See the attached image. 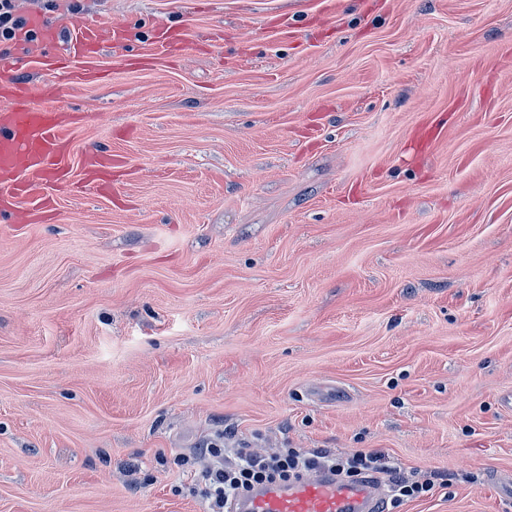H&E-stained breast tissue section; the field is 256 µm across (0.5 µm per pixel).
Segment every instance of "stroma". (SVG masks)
<instances>
[{
  "label": "stroma",
  "instance_id": "stroma-1",
  "mask_svg": "<svg viewBox=\"0 0 512 512\" xmlns=\"http://www.w3.org/2000/svg\"><path fill=\"white\" fill-rule=\"evenodd\" d=\"M80 11H73V3ZM127 31L63 163L112 195L0 223V512H206L179 461L382 451L512 512V0H57ZM179 29L198 51L160 55ZM121 158L111 152L92 149L84 154V180L80 182L83 187H89L97 194L106 195L110 189L112 167L122 164Z\"/></svg>",
  "mask_w": 512,
  "mask_h": 512
}]
</instances>
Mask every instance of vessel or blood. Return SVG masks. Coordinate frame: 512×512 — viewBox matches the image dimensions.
I'll return each instance as SVG.
<instances>
[{"label":"vessel or blood","mask_w":512,"mask_h":512,"mask_svg":"<svg viewBox=\"0 0 512 512\" xmlns=\"http://www.w3.org/2000/svg\"><path fill=\"white\" fill-rule=\"evenodd\" d=\"M23 31L55 47V55L45 60L44 67L62 73L70 84L99 79V45L123 36L120 27L83 20L75 36L64 41L37 13L26 17ZM73 58L81 61L75 72L65 68ZM20 62V56L0 54V100L7 104L0 111V217L45 224L55 215V192L71 181L70 171L61 163L69 143L68 125L52 108L35 105L30 86L15 80ZM120 163L111 152L86 151L84 186L107 194L112 169ZM383 497L381 481L340 480L328 472L313 471L255 487L236 502L233 512H378Z\"/></svg>","instance_id":"b4317fda"}]
</instances>
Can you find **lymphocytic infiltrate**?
I'll return each mask as SVG.
<instances>
[{"mask_svg": "<svg viewBox=\"0 0 512 512\" xmlns=\"http://www.w3.org/2000/svg\"><path fill=\"white\" fill-rule=\"evenodd\" d=\"M205 465L195 471L191 483L193 494L208 504V512H228L230 506L254 485L286 480L316 467H324L348 477L387 478L390 494L387 507L397 508L402 502L424 496L434 486L433 481L412 480L398 476V468L389 455L381 452L356 451L338 455L328 450L307 452L299 448H283L262 454L246 453L231 458L223 437L206 442L195 452Z\"/></svg>", "mask_w": 512, "mask_h": 512, "instance_id": "1", "label": "lymphocytic infiltrate"}]
</instances>
